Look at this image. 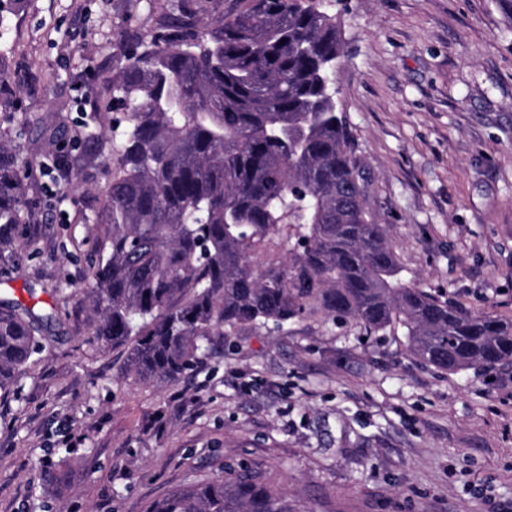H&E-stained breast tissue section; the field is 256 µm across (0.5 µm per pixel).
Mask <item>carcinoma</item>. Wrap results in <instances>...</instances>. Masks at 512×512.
<instances>
[{"label": "carcinoma", "instance_id": "1", "mask_svg": "<svg viewBox=\"0 0 512 512\" xmlns=\"http://www.w3.org/2000/svg\"><path fill=\"white\" fill-rule=\"evenodd\" d=\"M333 0H239L200 28L181 0L138 38L112 78L130 106L91 262L93 340L127 349L125 372L174 384L202 341L245 326L279 330L315 305L368 334L399 328L421 364L490 375L512 365V319L474 313L402 282L386 225L365 190L336 96L343 56ZM0 132V260L26 223V180ZM294 224L296 247L257 272L265 239ZM42 317L0 307V390L39 351ZM146 512H297L269 473L170 491Z\"/></svg>", "mask_w": 512, "mask_h": 512}]
</instances>
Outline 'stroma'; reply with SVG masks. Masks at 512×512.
<instances>
[{"instance_id":"obj_1","label":"stroma","mask_w":512,"mask_h":512,"mask_svg":"<svg viewBox=\"0 0 512 512\" xmlns=\"http://www.w3.org/2000/svg\"><path fill=\"white\" fill-rule=\"evenodd\" d=\"M168 0H26L0 33L30 223L0 303L44 316L41 350L0 390V512H145L244 459L298 512L512 506V368L416 362L316 306L282 330L210 336L179 383L125 375L92 341L88 260L120 144L112 76ZM336 88L404 282L512 319V13L502 0H336Z\"/></svg>"}]
</instances>
